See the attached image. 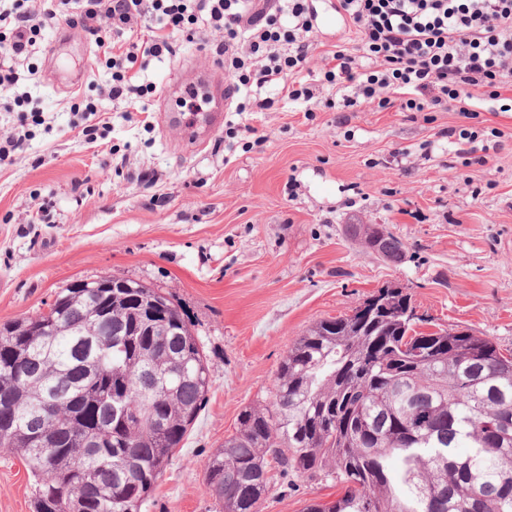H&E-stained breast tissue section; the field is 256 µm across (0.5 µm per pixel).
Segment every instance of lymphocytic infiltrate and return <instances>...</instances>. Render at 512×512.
Returning <instances> with one entry per match:
<instances>
[{"label": "lymphocytic infiltrate", "mask_w": 512, "mask_h": 512, "mask_svg": "<svg viewBox=\"0 0 512 512\" xmlns=\"http://www.w3.org/2000/svg\"><path fill=\"white\" fill-rule=\"evenodd\" d=\"M250 0H55L36 13L26 0H0V89L27 111L17 65L28 58L49 24L82 26L102 49L112 100L156 93L133 84L141 57L174 52L172 39L193 37L198 24L223 30L216 47L233 87H255L251 108L269 109L268 86L289 99L314 94L302 76L315 18L311 0H279L274 11L252 10ZM361 35L360 56L333 53L324 80L344 91L347 106L375 104L403 112H432L461 103L470 88H491L500 111L512 112V0H338L336 8ZM149 16L150 38H135L133 25Z\"/></svg>", "instance_id": "obj_1"}]
</instances>
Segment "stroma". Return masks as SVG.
<instances>
[{
    "label": "stroma",
    "mask_w": 512,
    "mask_h": 512,
    "mask_svg": "<svg viewBox=\"0 0 512 512\" xmlns=\"http://www.w3.org/2000/svg\"><path fill=\"white\" fill-rule=\"evenodd\" d=\"M221 30L205 27L176 53L147 59L140 83L187 78L216 58ZM308 68L321 76L333 46L356 49L343 22L315 27ZM26 89L40 118L9 111L0 141L24 136L0 166V325L46 311L77 279L120 276L159 289L183 314L210 368L207 400L142 512H222L204 464L235 434L240 412L268 404L279 362L316 321L351 312L383 288L408 294L443 328L468 329L512 350V112L485 89L452 111L326 107L273 94L263 112H227L204 147L163 127L157 95L108 99L111 74L90 36L71 30L31 59ZM83 67L78 90L60 80ZM97 107L71 111L74 92ZM476 136V152L448 129ZM381 224L404 245L399 262L352 238ZM35 479L0 448V512H33ZM324 481L288 474L261 512H302L335 498Z\"/></svg>",
    "instance_id": "stroma-1"
}]
</instances>
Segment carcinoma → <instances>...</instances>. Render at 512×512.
Instances as JSON below:
<instances>
[{
    "label": "carcinoma",
    "instance_id": "obj_1",
    "mask_svg": "<svg viewBox=\"0 0 512 512\" xmlns=\"http://www.w3.org/2000/svg\"><path fill=\"white\" fill-rule=\"evenodd\" d=\"M350 231L383 259L404 249L381 224ZM92 287L62 289L38 315L40 336L31 317L0 326V448L27 462L35 512H142L209 389L198 339L155 288L113 296L99 327L108 339L141 327L132 348L89 350L80 331L100 319ZM155 299L169 332L149 336ZM405 336L384 314L310 326L280 361L270 403L245 408L205 463L224 512H260L274 469L336 486L302 512H512V355L448 328L412 336L416 359ZM57 428L70 431L61 447L34 442Z\"/></svg>",
    "mask_w": 512,
    "mask_h": 512
}]
</instances>
